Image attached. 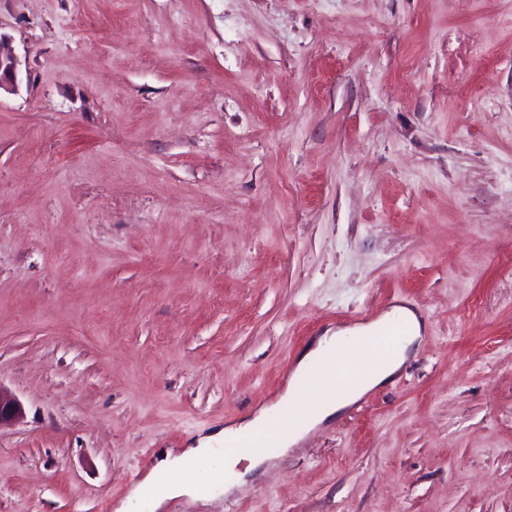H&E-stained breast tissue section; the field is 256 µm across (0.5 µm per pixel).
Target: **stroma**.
<instances>
[{
    "label": "stroma",
    "instance_id": "stroma-1",
    "mask_svg": "<svg viewBox=\"0 0 512 512\" xmlns=\"http://www.w3.org/2000/svg\"><path fill=\"white\" fill-rule=\"evenodd\" d=\"M0 512H113L407 305L399 373L163 512H512V0H0Z\"/></svg>",
    "mask_w": 512,
    "mask_h": 512
}]
</instances>
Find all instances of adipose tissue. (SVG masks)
<instances>
[{
  "label": "adipose tissue",
  "instance_id": "ef3b65f1",
  "mask_svg": "<svg viewBox=\"0 0 512 512\" xmlns=\"http://www.w3.org/2000/svg\"><path fill=\"white\" fill-rule=\"evenodd\" d=\"M395 320L406 324L405 336L400 338L392 351L377 348L374 344L377 332ZM421 331L418 316L409 307L396 305L374 323L354 328L345 334L327 333L318 337L298 359L297 372H304L308 367L322 362L326 363L328 371H335L336 365L331 361L335 350L345 344L353 346L360 343L364 346L366 362L373 367L372 373L360 378L357 385L344 394L322 397L308 418L287 434H279L275 410L262 409L250 418L197 437L182 454H165L132 490L131 501L148 500L153 512H158L169 499L182 495L206 498L211 490L243 483L245 474L239 469L241 460H248L249 468L254 470L263 464V454H251L244 458L228 451L219 457L215 454L216 446L224 444L229 447L243 441H252L264 433L275 436L279 448L294 445L311 429L336 417L363 393L389 381L407 360Z\"/></svg>",
  "mask_w": 512,
  "mask_h": 512
}]
</instances>
